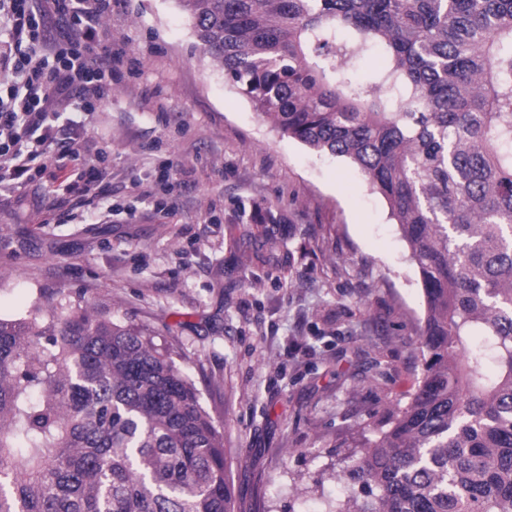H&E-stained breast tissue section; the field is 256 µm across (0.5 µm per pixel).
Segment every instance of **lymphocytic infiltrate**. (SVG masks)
<instances>
[{
	"label": "lymphocytic infiltrate",
	"mask_w": 512,
	"mask_h": 512,
	"mask_svg": "<svg viewBox=\"0 0 512 512\" xmlns=\"http://www.w3.org/2000/svg\"><path fill=\"white\" fill-rule=\"evenodd\" d=\"M9 12L17 49L8 64L15 76L0 95V191L21 187L53 160L62 177L61 198L72 201L102 194L97 160L80 161L60 145L56 123L60 96L80 93L94 111L112 85V48L93 44L98 19L112 0H0ZM82 33L79 41L55 43L45 51L48 24Z\"/></svg>",
	"instance_id": "1"
}]
</instances>
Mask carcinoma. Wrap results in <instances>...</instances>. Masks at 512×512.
Listing matches in <instances>:
<instances>
[{"mask_svg":"<svg viewBox=\"0 0 512 512\" xmlns=\"http://www.w3.org/2000/svg\"><path fill=\"white\" fill-rule=\"evenodd\" d=\"M178 2L265 122L384 198L423 289L422 377L324 512H512V0ZM0 512H234L224 434L151 330L36 302L0 316Z\"/></svg>","mask_w":512,"mask_h":512,"instance_id":"cac0c4a2","label":"carcinoma"}]
</instances>
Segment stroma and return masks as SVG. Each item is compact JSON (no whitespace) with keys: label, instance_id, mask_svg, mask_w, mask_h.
<instances>
[{"label":"stroma","instance_id":"35a3bbf8","mask_svg":"<svg viewBox=\"0 0 512 512\" xmlns=\"http://www.w3.org/2000/svg\"><path fill=\"white\" fill-rule=\"evenodd\" d=\"M100 34L109 100L58 125L109 196L58 203L52 165L0 194V315L80 298L148 326L224 432L235 512H322L423 373L407 246L354 166L225 83L177 0H112Z\"/></svg>","mask_w":512,"mask_h":512}]
</instances>
